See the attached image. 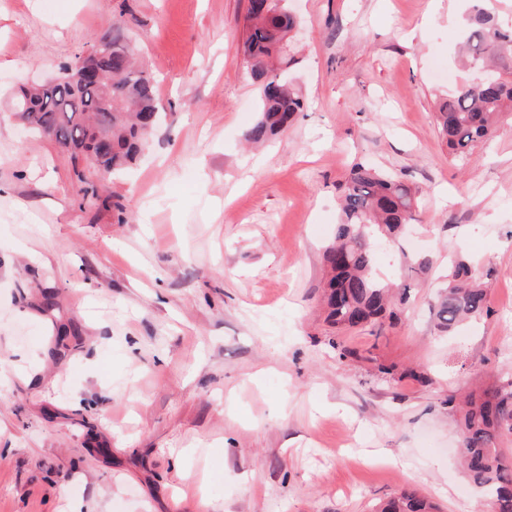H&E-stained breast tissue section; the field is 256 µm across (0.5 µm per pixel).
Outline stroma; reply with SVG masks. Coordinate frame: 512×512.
Wrapping results in <instances>:
<instances>
[{"mask_svg": "<svg viewBox=\"0 0 512 512\" xmlns=\"http://www.w3.org/2000/svg\"><path fill=\"white\" fill-rule=\"evenodd\" d=\"M468 5L288 0L307 106L250 146L248 0H0V512H371L413 489L492 512L447 404L512 378V117L463 163L434 122L473 77ZM118 18L164 117L95 198L96 173L14 102ZM358 163L419 190L431 260L377 338L337 335L320 304ZM457 260L488 312L442 336L431 299Z\"/></svg>", "mask_w": 512, "mask_h": 512, "instance_id": "1", "label": "stroma"}]
</instances>
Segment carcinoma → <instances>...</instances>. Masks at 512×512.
I'll return each instance as SVG.
<instances>
[{
    "mask_svg": "<svg viewBox=\"0 0 512 512\" xmlns=\"http://www.w3.org/2000/svg\"><path fill=\"white\" fill-rule=\"evenodd\" d=\"M299 25L283 0H249L243 57L259 91V120L245 135L250 144L272 139L304 111L306 101L294 87L274 79L294 62L292 32ZM466 65L494 80L473 79L442 101L436 122L449 153L466 160L493 131L496 121L512 112V29H506L486 0H470L460 46ZM128 26L118 22L95 38L85 64L98 72V83L75 79L77 65L62 68L53 82L23 88L15 114L32 131L50 135L75 153L93 152L113 175L136 161L161 120L156 84L134 56ZM418 209V192L394 174L358 164L343 185L341 222L335 241L325 249L330 271L325 285L327 319L340 333L367 329L379 335L394 318L393 288L379 271L383 258H396L397 243ZM452 281L433 304L436 328L452 333L469 318L487 310V289L473 282L468 265L458 263ZM459 415L462 465L471 482L487 489L496 512H512V462L500 442L512 438V380L478 388L461 405L448 399ZM375 512H435L416 491L403 492L378 505Z\"/></svg>",
    "mask_w": 512,
    "mask_h": 512,
    "instance_id": "carcinoma-1",
    "label": "carcinoma"
}]
</instances>
